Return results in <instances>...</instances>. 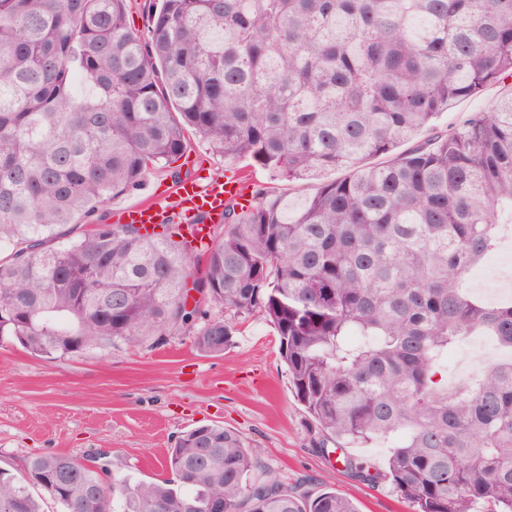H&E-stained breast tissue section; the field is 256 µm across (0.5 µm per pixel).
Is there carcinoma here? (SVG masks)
<instances>
[{
  "instance_id": "obj_1",
  "label": "carcinoma",
  "mask_w": 512,
  "mask_h": 512,
  "mask_svg": "<svg viewBox=\"0 0 512 512\" xmlns=\"http://www.w3.org/2000/svg\"><path fill=\"white\" fill-rule=\"evenodd\" d=\"M126 2L0 0V339L64 358L188 332L222 354L260 312L320 448L388 445L385 469L346 457L344 472L412 512H512V360L437 379L473 336L512 352V303L468 290L512 224V96L416 142L512 79V0H163L145 37ZM190 130L227 160L322 184L296 206L227 203L210 247L177 214L153 234L106 223L102 205L183 154ZM166 466L164 480L117 479L33 456L20 478L0 471V508L42 512L38 487L61 512H198L203 497L223 512H358L333 489L255 478L256 454L218 425L180 435ZM510 80L505 84H496L484 88L476 95L455 103L448 112H445L435 123V129H425L418 136L419 141H427L432 138L435 131H446L460 124L464 119L473 112H482L485 110L493 99L499 98L510 92L508 86Z\"/></svg>"
}]
</instances>
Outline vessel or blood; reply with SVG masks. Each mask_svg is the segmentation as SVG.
I'll use <instances>...</instances> for the list:
<instances>
[{
  "label": "vessel or blood",
  "instance_id": "vessel-or-blood-1",
  "mask_svg": "<svg viewBox=\"0 0 512 512\" xmlns=\"http://www.w3.org/2000/svg\"><path fill=\"white\" fill-rule=\"evenodd\" d=\"M247 193V185L238 181H217L201 187L189 179L176 190L178 207L187 221L193 224V237L205 243L210 240L211 225L222 223L225 203L231 200L246 202ZM201 212L207 214V223H196L195 217ZM168 216L166 207L156 202H146L122 210L120 221L150 227L165 223Z\"/></svg>",
  "mask_w": 512,
  "mask_h": 512
}]
</instances>
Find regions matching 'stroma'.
I'll list each match as a JSON object with an SVG mask.
<instances>
[{"label": "stroma", "instance_id": "stroma-1", "mask_svg": "<svg viewBox=\"0 0 512 512\" xmlns=\"http://www.w3.org/2000/svg\"><path fill=\"white\" fill-rule=\"evenodd\" d=\"M512 92L496 84L455 103L425 129L420 140L446 131L493 99ZM186 153L209 173L251 178L254 188H276L289 200L313 196L318 181L303 187L273 177L251 160L231 161L195 134ZM167 169L149 172L140 189L112 197L105 217L162 192L175 203ZM220 425L239 432L261 464L257 478L273 475L311 494L336 489L359 512H410L390 484L371 486L340 472L335 455L316 448L318 431L288 383L274 325L256 314L239 324L231 345L215 356L197 349L188 334L154 346L120 343L109 352L93 349L49 359L20 345L0 343V469L22 476L28 457L64 453L94 458L113 477L169 478L167 450L183 432Z\"/></svg>", "mask_w": 512, "mask_h": 512}]
</instances>
